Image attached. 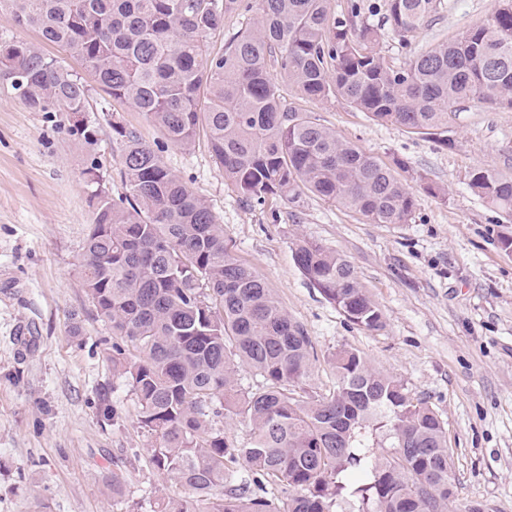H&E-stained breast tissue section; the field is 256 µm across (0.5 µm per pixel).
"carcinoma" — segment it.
<instances>
[{
  "instance_id": "obj_1",
  "label": "carcinoma",
  "mask_w": 512,
  "mask_h": 512,
  "mask_svg": "<svg viewBox=\"0 0 512 512\" xmlns=\"http://www.w3.org/2000/svg\"><path fill=\"white\" fill-rule=\"evenodd\" d=\"M261 0L252 26L224 52L209 39L244 0H0L19 24L80 58L113 101L145 114L175 146L205 132L224 179L242 198L300 202L305 192L374 224H406L415 195L391 167L285 104L273 72L306 96L342 100L412 134L438 135L448 113L477 101L512 110V0L482 26L395 64L379 49L383 31L404 44L436 13L437 0ZM382 16L373 25L368 16ZM34 112L87 111V85L60 57L0 38V65ZM125 195L97 192L91 156L83 175L94 211L80 262L88 302L112 333L108 359L138 405L137 424L155 438L149 463L189 491L151 512H336L345 496L360 512H447L455 495L447 430L437 412L398 378L355 350L333 357L336 388L306 387L314 347L261 276L224 243V225L120 123ZM471 189L512 212V179L469 174ZM294 260L312 288L369 332L384 314L351 263L300 240ZM247 372L256 384L241 388ZM105 424L117 416L98 395ZM243 417L245 444L214 419ZM393 451L380 458L379 438Z\"/></svg>"
}]
</instances>
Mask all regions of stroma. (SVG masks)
I'll list each match as a JSON object with an SVG mask.
<instances>
[{"label": "stroma", "mask_w": 512, "mask_h": 512, "mask_svg": "<svg viewBox=\"0 0 512 512\" xmlns=\"http://www.w3.org/2000/svg\"><path fill=\"white\" fill-rule=\"evenodd\" d=\"M441 4L410 45L385 32L382 54L399 64L410 48L449 41L483 24L496 0ZM65 62L89 87L91 110L82 118L97 130L93 151L113 196L124 193L117 122L207 201L229 249L303 326L318 355L309 391H332L333 354L358 350L441 416L457 486L451 512L477 503L484 512H512V253L500 244L512 237V214L468 185L476 169L512 178V111L470 102L444 135L426 136L283 84L288 104L341 138L383 163L405 162L412 220L373 224L309 193L295 206L245 202L205 136L187 148L172 145L143 113L112 101L80 59ZM74 120L29 110L0 80V512H150L151 502L182 488L148 463L153 439L136 424L135 396L112 373L107 328L77 274L93 215ZM430 184L446 195L428 193ZM299 239L352 264L384 312L383 330L349 323L309 286L293 258ZM102 390L118 411L111 425L97 416ZM115 471L126 477L120 498L107 484Z\"/></svg>", "instance_id": "stroma-1"}]
</instances>
